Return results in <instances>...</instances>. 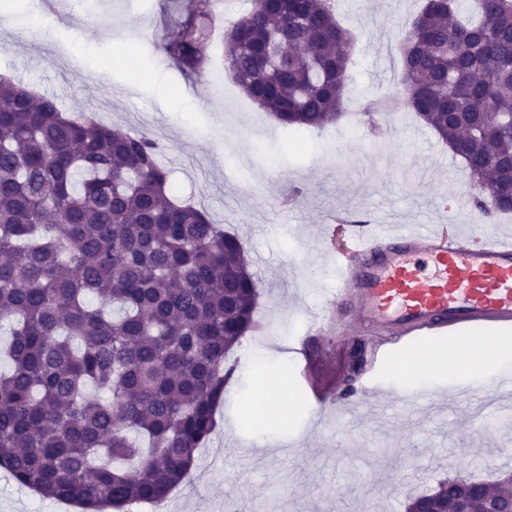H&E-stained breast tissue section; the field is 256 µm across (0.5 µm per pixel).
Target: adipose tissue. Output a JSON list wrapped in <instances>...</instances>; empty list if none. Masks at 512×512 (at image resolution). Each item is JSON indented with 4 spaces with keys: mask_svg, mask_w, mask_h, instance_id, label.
Listing matches in <instances>:
<instances>
[{
    "mask_svg": "<svg viewBox=\"0 0 512 512\" xmlns=\"http://www.w3.org/2000/svg\"><path fill=\"white\" fill-rule=\"evenodd\" d=\"M512 355V338L462 339L442 346L432 356L421 359L417 370L423 374L433 372L459 374L466 370L481 376L493 371L501 358Z\"/></svg>",
    "mask_w": 512,
    "mask_h": 512,
    "instance_id": "obj_1",
    "label": "adipose tissue"
}]
</instances>
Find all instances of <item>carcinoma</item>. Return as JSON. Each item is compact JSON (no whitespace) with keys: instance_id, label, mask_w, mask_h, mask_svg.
<instances>
[{"instance_id":"1","label":"carcinoma","mask_w":512,"mask_h":512,"mask_svg":"<svg viewBox=\"0 0 512 512\" xmlns=\"http://www.w3.org/2000/svg\"><path fill=\"white\" fill-rule=\"evenodd\" d=\"M426 0L400 43L393 100L463 159L475 207L512 212V0ZM232 79L284 127L336 121L355 38L335 0H254L224 31ZM179 68L209 61L210 27L162 37ZM151 136L61 110L0 77V469L92 512L162 505L214 433L253 328L259 280L242 241L178 199ZM512 507V469L410 496Z\"/></svg>"}]
</instances>
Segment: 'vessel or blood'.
<instances>
[{"instance_id":"1","label":"vessel or blood","mask_w":512,"mask_h":512,"mask_svg":"<svg viewBox=\"0 0 512 512\" xmlns=\"http://www.w3.org/2000/svg\"><path fill=\"white\" fill-rule=\"evenodd\" d=\"M460 224L459 216L445 224H380L353 212L328 248L336 286L312 329L322 331L332 315L354 335L375 337L374 364L393 340L512 326V237L488 234L480 224L463 232ZM489 394L511 399L512 375H498L490 390L470 398Z\"/></svg>"}]
</instances>
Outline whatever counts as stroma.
Instances as JSON below:
<instances>
[{
	"label": "stroma",
	"instance_id": "1",
	"mask_svg": "<svg viewBox=\"0 0 512 512\" xmlns=\"http://www.w3.org/2000/svg\"><path fill=\"white\" fill-rule=\"evenodd\" d=\"M95 13L57 0L58 28L0 20V75L22 81L63 109L104 124L147 132L160 146L176 193L191 198L225 230L237 234L260 280L255 321L235 348L238 363L253 361L256 376L239 374L216 412L218 428L201 448L189 482L169 495L162 512H404L407 497L453 478L494 481L512 466V410L474 416L462 392L467 376L411 373L388 379L370 417L349 402L351 417L333 422L299 408L288 343L308 315L323 308L328 279L303 278V248L320 254L328 212L363 211L401 224L443 223L466 207L481 218L464 162L415 114L381 113L379 127L360 125L361 104L395 95L401 75L396 45L425 0H342L340 22L357 37L356 64L344 114L324 129L284 128L253 103L229 75L208 67L190 75L175 67L160 38L187 17H209L212 0H96ZM431 165L432 182L413 189L416 168ZM313 358L317 381L342 391L352 373L351 337L331 334ZM288 377L285 419L247 424V406L261 378ZM437 396L445 410L413 422L398 402L401 387ZM350 452L336 458L333 432ZM251 447V460L239 451ZM0 512H63L45 498L0 479Z\"/></svg>",
	"mask_w": 512,
	"mask_h": 512
}]
</instances>
